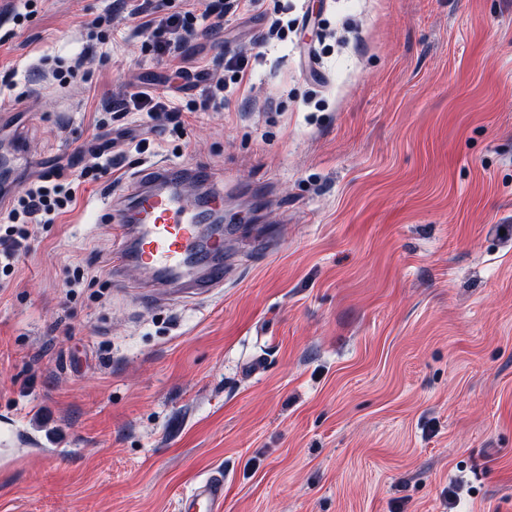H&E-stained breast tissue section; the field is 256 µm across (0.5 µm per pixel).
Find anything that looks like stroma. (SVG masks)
Listing matches in <instances>:
<instances>
[{"label": "stroma", "instance_id": "stroma-1", "mask_svg": "<svg viewBox=\"0 0 512 512\" xmlns=\"http://www.w3.org/2000/svg\"><path fill=\"white\" fill-rule=\"evenodd\" d=\"M153 45L121 0L0 24L5 194L30 161L75 192L0 239V512H178L213 470L222 512H512V0H256ZM160 159L224 183L203 300L112 281L109 196ZM125 107L127 110L130 108L137 111L146 110V112H167L170 119L174 122H178V112H181L180 109L171 106L160 97L154 98L146 94H140L131 98L125 103Z\"/></svg>", "mask_w": 512, "mask_h": 512}]
</instances>
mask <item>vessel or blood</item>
I'll use <instances>...</instances> for the list:
<instances>
[{
	"label": "vessel or blood",
	"instance_id": "obj_1",
	"mask_svg": "<svg viewBox=\"0 0 512 512\" xmlns=\"http://www.w3.org/2000/svg\"><path fill=\"white\" fill-rule=\"evenodd\" d=\"M224 214V196L200 166L151 165L134 176L118 209L120 248L112 275L134 266L150 278V299L194 301L224 285V242L209 230ZM224 478L199 480L180 503V512H221Z\"/></svg>",
	"mask_w": 512,
	"mask_h": 512
}]
</instances>
